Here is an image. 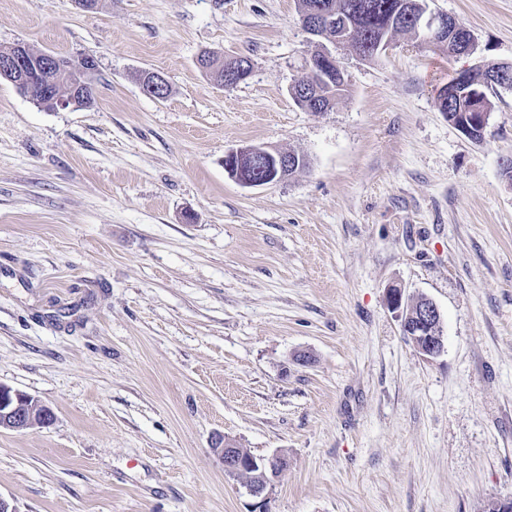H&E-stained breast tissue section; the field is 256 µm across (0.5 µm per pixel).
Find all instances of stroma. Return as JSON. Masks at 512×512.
Masks as SVG:
<instances>
[{"mask_svg": "<svg viewBox=\"0 0 512 512\" xmlns=\"http://www.w3.org/2000/svg\"><path fill=\"white\" fill-rule=\"evenodd\" d=\"M429 5L473 54L336 46L349 91L313 113L288 93L318 49L296 0H0V46L98 61L89 108L0 80V384L55 414L0 430L18 512H252L218 434L287 458L268 512L512 497V89L489 92L478 142L436 100L512 62V0ZM205 51L250 75L218 83ZM245 144L309 165L245 188L224 170ZM394 285L436 303L442 356L403 335Z\"/></svg>", "mask_w": 512, "mask_h": 512, "instance_id": "stroma-1", "label": "stroma"}]
</instances>
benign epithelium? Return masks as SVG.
<instances>
[{"mask_svg":"<svg viewBox=\"0 0 512 512\" xmlns=\"http://www.w3.org/2000/svg\"><path fill=\"white\" fill-rule=\"evenodd\" d=\"M329 20L330 14L320 7L307 8L301 13L302 27L310 36L335 45L337 40L328 35ZM448 24V17L442 12L428 11L416 16V27L425 33V44L431 47L444 37ZM97 67V59L91 53L72 59L38 52L28 44L18 42L0 58V77L31 97L39 90L53 97L54 106L67 107L75 104L79 94L90 97ZM57 70L76 74V81L65 95L58 92L55 86L41 83L42 74ZM472 101V111L464 114V120L458 126L466 137L474 127L486 128L490 117V113L481 111L478 97H473ZM296 166L294 156L264 145H243L224 156V169L229 176L248 188L282 182ZM387 305L420 354L428 359L441 356L445 349L441 312L431 299L410 298L405 296L403 289L393 287L388 289ZM54 419L53 411L32 396L0 385L1 429L25 431L48 427ZM212 450L223 464L224 473L241 480L249 494L256 499L258 512H266L267 488L272 479L288 466V460L281 455L256 457L223 435L214 437Z\"/></svg>","mask_w":512,"mask_h":512,"instance_id":"obj_1","label":"benign epithelium"}]
</instances>
